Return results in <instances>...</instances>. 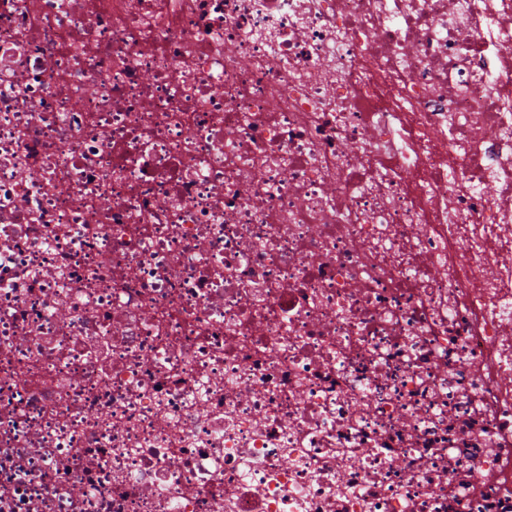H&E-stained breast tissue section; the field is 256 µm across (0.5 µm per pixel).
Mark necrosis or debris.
Masks as SVG:
<instances>
[{
  "label": "necrosis or debris",
  "mask_w": 512,
  "mask_h": 512,
  "mask_svg": "<svg viewBox=\"0 0 512 512\" xmlns=\"http://www.w3.org/2000/svg\"><path fill=\"white\" fill-rule=\"evenodd\" d=\"M0 512H512V0H0Z\"/></svg>",
  "instance_id": "obj_1"
}]
</instances>
